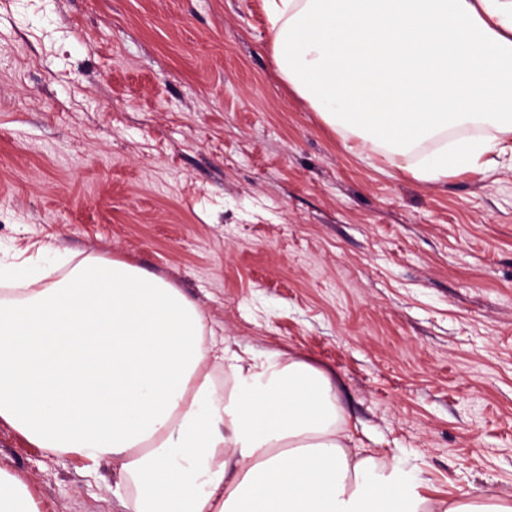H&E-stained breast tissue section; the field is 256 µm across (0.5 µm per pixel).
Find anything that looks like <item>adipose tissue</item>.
Returning a JSON list of instances; mask_svg holds the SVG:
<instances>
[{
    "label": "adipose tissue",
    "instance_id": "obj_1",
    "mask_svg": "<svg viewBox=\"0 0 512 512\" xmlns=\"http://www.w3.org/2000/svg\"><path fill=\"white\" fill-rule=\"evenodd\" d=\"M280 78L332 130L419 182L512 165V0H262ZM0 421L120 463L124 512H512L433 498L363 454L325 369L224 347L162 277L85 257L37 285L0 268Z\"/></svg>",
    "mask_w": 512,
    "mask_h": 512
}]
</instances>
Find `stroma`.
<instances>
[{"label": "stroma", "instance_id": "35a3bbf8", "mask_svg": "<svg viewBox=\"0 0 512 512\" xmlns=\"http://www.w3.org/2000/svg\"><path fill=\"white\" fill-rule=\"evenodd\" d=\"M282 81L261 0H0V264L126 260L216 342L331 369L368 452L512 496V168L423 184ZM0 422L50 512H121Z\"/></svg>", "mask_w": 512, "mask_h": 512}]
</instances>
